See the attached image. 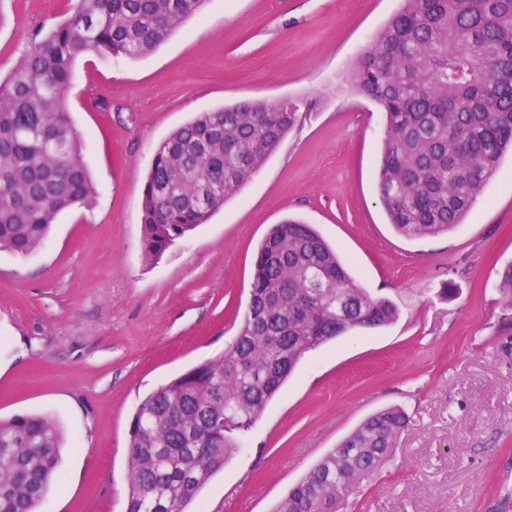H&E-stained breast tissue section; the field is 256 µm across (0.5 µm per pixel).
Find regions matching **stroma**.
<instances>
[{
  "instance_id": "35a3bbf8",
  "label": "stroma",
  "mask_w": 512,
  "mask_h": 512,
  "mask_svg": "<svg viewBox=\"0 0 512 512\" xmlns=\"http://www.w3.org/2000/svg\"><path fill=\"white\" fill-rule=\"evenodd\" d=\"M67 0H0V77ZM400 0H206L138 60L87 56L67 108L84 136L91 205L61 212L26 258L0 252V417L61 425L60 476L39 512H125L127 435L159 385L219 358L238 332L258 246L313 225L392 325L307 356L193 512H272L366 417L402 406L394 462L345 512H512V155L463 224L409 239L378 200L385 115L350 74ZM291 99L299 121L253 179L155 262L141 202L154 152L199 113Z\"/></svg>"
}]
</instances>
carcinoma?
Segmentation results:
<instances>
[{
    "label": "carcinoma",
    "instance_id": "cac0c4a2",
    "mask_svg": "<svg viewBox=\"0 0 512 512\" xmlns=\"http://www.w3.org/2000/svg\"><path fill=\"white\" fill-rule=\"evenodd\" d=\"M203 4L76 0L61 22L31 33L0 82V251L33 254L60 212L95 194L66 108L76 60L143 58ZM351 82L385 113L378 186L389 223L411 239L447 233L512 149V0H402ZM298 111L295 101L246 100L203 112L166 137L141 204L146 257H161L207 223L263 167ZM397 317L394 303L373 297L313 226L274 225L231 349L151 391L134 413L126 512H187L306 356ZM407 425L399 406L369 416L274 512H342L352 490L392 460ZM63 443L49 417L0 419V512H36Z\"/></svg>",
    "mask_w": 512,
    "mask_h": 512
}]
</instances>
